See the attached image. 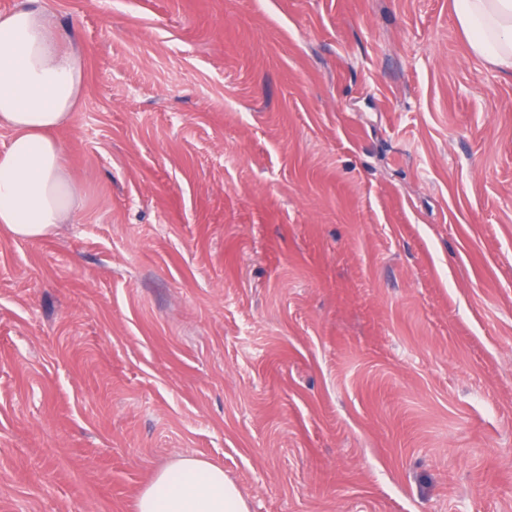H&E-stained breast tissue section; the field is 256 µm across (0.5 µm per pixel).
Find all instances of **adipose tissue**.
Here are the masks:
<instances>
[{
	"mask_svg": "<svg viewBox=\"0 0 512 512\" xmlns=\"http://www.w3.org/2000/svg\"><path fill=\"white\" fill-rule=\"evenodd\" d=\"M473 55L512 72V0H453ZM37 0L0 13V225L14 238L46 236L70 217L76 192L55 128L77 111L84 54ZM137 512H248L223 468L182 457L155 472L137 497Z\"/></svg>",
	"mask_w": 512,
	"mask_h": 512,
	"instance_id": "ef3b65f1",
	"label": "adipose tissue"
}]
</instances>
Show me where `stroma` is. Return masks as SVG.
<instances>
[{"instance_id":"stroma-1","label":"stroma","mask_w":512,"mask_h":512,"mask_svg":"<svg viewBox=\"0 0 512 512\" xmlns=\"http://www.w3.org/2000/svg\"><path fill=\"white\" fill-rule=\"evenodd\" d=\"M79 193L0 228V512H512V75L452 0H40ZM137 512H248L223 468L181 457L155 472L137 497Z\"/></svg>"}]
</instances>
